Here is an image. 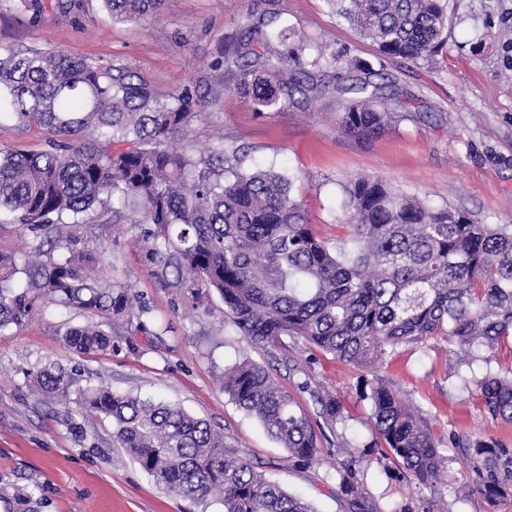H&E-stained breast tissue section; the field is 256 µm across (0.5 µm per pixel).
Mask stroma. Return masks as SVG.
I'll use <instances>...</instances> for the list:
<instances>
[{
    "label": "stroma",
    "instance_id": "1",
    "mask_svg": "<svg viewBox=\"0 0 512 512\" xmlns=\"http://www.w3.org/2000/svg\"><path fill=\"white\" fill-rule=\"evenodd\" d=\"M55 3L42 0L36 13L0 0V43L126 64L163 100L185 87L204 94L205 105L180 145L197 152L241 146L258 166L292 175L295 197L323 236L349 221L342 185L357 175L380 177L407 197L469 211L487 224L512 225V0H448L446 44L417 65L382 56L328 0H165L158 15L132 22L112 20L100 0H81L69 13ZM251 15L288 26L335 55L318 73L332 92L309 102L296 94L286 106L257 114L237 94L235 76L212 66L226 37ZM374 73L388 78L383 93L400 100V119L382 136L361 141L346 135L339 121L352 98L348 85ZM102 261L113 281L135 289L150 333L128 335L118 320L111 351L81 354L60 333L88 323V316L54 305L22 327L0 331V512H224L217 498L196 502L167 492L118 447L111 419L81 413L77 401L90 379L206 420L317 512H353L336 480L348 451L366 456L356 479L372 512L404 506L411 512H512V494L473 492L474 461L460 450L434 488L405 470L384 471L370 403L358 392L365 379L379 376L423 413L436 438H493L512 449V422L491 418L475 386L486 371L512 369V339L492 352L476 346L467 353L434 340L370 369L300 342L284 354L267 352L225 324L219 295L207 309L195 310L163 287L142 266L130 234L105 240ZM244 355L268 366L309 415L318 406L298 387L304 374L342 400L344 418L324 430L311 465L294 464L225 394L220 377ZM49 364L73 374L67 400L30 384L28 372Z\"/></svg>",
    "mask_w": 512,
    "mask_h": 512
}]
</instances>
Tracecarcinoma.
I'll list each match as a JSON object with an SVG mask.
<instances>
[{"label": "carcinoma", "mask_w": 512, "mask_h": 512, "mask_svg": "<svg viewBox=\"0 0 512 512\" xmlns=\"http://www.w3.org/2000/svg\"><path fill=\"white\" fill-rule=\"evenodd\" d=\"M116 21L160 13L165 0H101ZM379 52L414 64L443 48L446 0H329ZM287 27L247 20L215 66L239 72L237 91L262 112L280 93L326 91L310 69L286 61L305 53ZM202 97L188 88L160 100L126 65L77 59L60 50L0 45V116L25 135L46 136L38 152L0 149V228L35 235L26 258L0 252V331L24 325L42 303L93 321L60 336L87 354L112 349V321L131 320L138 300L130 284L88 274L101 252L88 249L122 224H145L135 235L142 263L194 309L215 290L234 333L266 350L288 353L286 339L368 368L398 350L431 339L466 351L494 349L512 335V226L484 224L467 211L435 206L355 176L343 184L354 222L334 239L319 236L293 194L291 177L248 166L224 148L195 153L172 145L198 115ZM395 113L386 100L353 102L342 113L346 134L370 140ZM23 279H17V275ZM43 393L65 399L73 385L62 368L30 374ZM484 410L512 421V374L476 381ZM224 393L253 417L290 459L308 466L319 436L308 413L266 366L244 357L224 370ZM300 388L319 405L326 425L343 404L306 378ZM360 398L388 453L425 486L440 483L447 456L428 423L384 380H365ZM80 408L112 419L113 438L159 485L202 502L222 496L224 512H316L257 470L206 421L182 408L121 395L103 383L80 390ZM475 490L492 498L512 488V449L476 439ZM342 494L362 509L355 473L336 470Z\"/></svg>", "instance_id": "cac0c4a2"}]
</instances>
